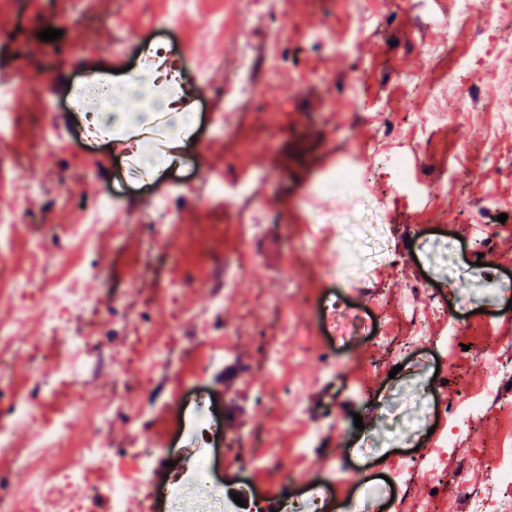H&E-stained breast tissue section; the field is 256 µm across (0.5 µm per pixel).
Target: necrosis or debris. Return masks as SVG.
<instances>
[{
    "instance_id": "necrosis-or-debris-1",
    "label": "necrosis or debris",
    "mask_w": 512,
    "mask_h": 512,
    "mask_svg": "<svg viewBox=\"0 0 512 512\" xmlns=\"http://www.w3.org/2000/svg\"><path fill=\"white\" fill-rule=\"evenodd\" d=\"M476 0H448V8L442 19L455 33L465 34L460 20L464 14L475 11ZM246 15L256 18L257 28H244L242 40L236 51L235 65L224 85V105L237 108L251 98V47L255 32H262L266 41L274 47L269 57L270 67L278 72L288 67V46L271 22L273 4L271 0H245ZM462 52L456 68L449 71L446 84L420 80L411 74L401 78L403 97L400 101L376 99L372 112L377 128L390 133L396 113L407 110L410 101H427L428 109L410 114L413 126L421 134L431 133L439 112H478L492 109L504 116L512 117V92H507L491 101H484L481 94L464 85L463 74L474 62L493 55L512 63V40L501 38L490 41L484 31L465 34ZM112 85L103 78L83 84L79 95L71 101L72 111L81 115L83 130L87 138H100L104 127L93 121L92 116L99 107L113 104ZM54 304L48 318L46 335L47 356L56 367L59 386L69 385L74 375L95 361V351L86 337L70 332L66 317L77 307L81 297L74 288H55L50 293ZM488 400L480 395L460 404H450L447 411L448 432L438 448L433 449L421 475L425 480H436L442 473V460L446 449L454 447L466 430L472 413L482 410ZM79 404L60 400L56 403L54 418L43 423L37 445L20 449L14 447L12 435L15 429L26 426L31 420L30 401H16L7 412L0 414V455L13 457L16 466L9 473L10 490L0 491V512H21L22 503H29L34 512H80L81 504L90 491V477L97 458L109 448L107 441H83L73 444L70 435V420L80 413ZM215 424L211 419L195 416L190 422L189 432L195 441L194 447L181 449L185 472L176 478L173 487L178 494L171 504L172 512H237L238 506L222 483L212 480V466L206 449L207 439L213 435ZM44 448L57 449L55 458L41 456ZM77 455L76 464H69L70 455ZM132 471H117L110 483V512H124L127 498L146 491L152 485L151 455L138 450Z\"/></svg>"
}]
</instances>
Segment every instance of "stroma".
<instances>
[{"label": "stroma", "instance_id": "35a3bbf8", "mask_svg": "<svg viewBox=\"0 0 512 512\" xmlns=\"http://www.w3.org/2000/svg\"><path fill=\"white\" fill-rule=\"evenodd\" d=\"M347 2L276 5L274 25L295 49L288 70L273 73L268 45L255 41L252 99L228 109L224 82L245 21L240 0H210L166 26L168 0H111L107 14L88 0H0L13 25L0 42V82L13 89V118L0 134V327L10 331L0 341V406L29 396L35 381L55 385L45 291L76 284L82 303L69 328L90 337L97 361L68 388L83 407L71 436L111 446L81 512H109L112 474L131 467L134 446L150 451L156 486L171 485L164 463L190 442L184 424L195 400L219 418L235 415L210 454L224 484L255 488L263 512H286L276 495L285 481L294 493L321 494V512H416L419 503L428 512H468L466 494L494 485L493 467L460 461L512 450V122L455 112L424 137L399 117L388 141L373 140L370 104L400 98V74L455 62L421 56L424 44L448 42L434 0H405L388 26L372 22L385 0H362L361 22ZM50 12L67 21L59 39L44 41ZM112 14L143 38L123 64L144 66L147 45L164 43L195 98L190 136L168 124L145 141L153 155L182 158L174 175L141 179L139 154L112 149L130 141L128 131L89 142L66 110L72 86L112 72L101 40ZM356 28L355 52L307 41L318 29L346 37ZM198 58L213 84L197 81ZM467 84L488 97L512 91V63L486 58L470 67ZM54 120L64 139L48 136ZM388 148L408 155L422 189L417 201L387 177L356 198L315 192L345 157L362 154L375 168ZM208 176L248 180L239 218H226L223 198L203 183ZM184 186L192 193L178 206L193 210V222L154 240L160 197ZM491 190L500 212L465 223L462 207L477 208ZM102 196L118 197L122 222H92L86 206ZM85 265L91 273L74 279ZM228 283L233 296L202 327ZM422 299L441 313L426 318L429 340L414 343L406 312ZM337 301L361 317L363 334H346L330 318ZM272 336L280 344L271 372L263 353ZM157 340L169 344L168 364L153 356ZM492 376L496 392L470 417L440 480L400 478L423 468L447 432L443 403L470 398ZM150 395L157 405L143 410ZM107 396L116 411L104 424L88 410ZM311 430L319 437L303 447Z\"/></svg>", "mask_w": 512, "mask_h": 512}]
</instances>
